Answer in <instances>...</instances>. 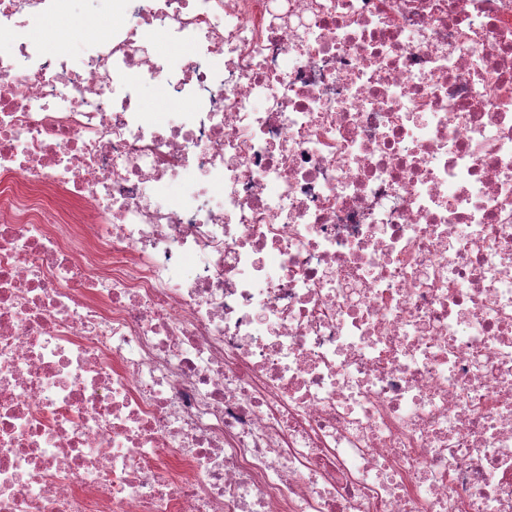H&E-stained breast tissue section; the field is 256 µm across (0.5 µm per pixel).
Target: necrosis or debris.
I'll return each mask as SVG.
<instances>
[{"mask_svg":"<svg viewBox=\"0 0 512 512\" xmlns=\"http://www.w3.org/2000/svg\"><path fill=\"white\" fill-rule=\"evenodd\" d=\"M70 2L0 0V512H512V0ZM111 19L112 11L108 0H73L66 16L46 20L31 30L30 36L42 43L48 52H61L78 57L80 32L84 28H90L99 39L106 40L112 34V27L103 35L97 28ZM148 112H157L156 117L161 122H166L173 112H181L182 109L172 102L164 88L160 85L143 86L137 89Z\"/></svg>","mask_w":512,"mask_h":512,"instance_id":"necrosis-or-debris-1","label":"necrosis or debris"}]
</instances>
